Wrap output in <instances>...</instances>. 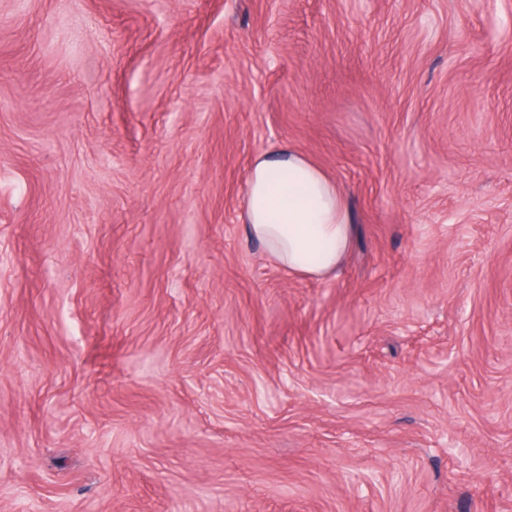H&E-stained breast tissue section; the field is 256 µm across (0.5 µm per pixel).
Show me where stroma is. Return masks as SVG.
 <instances>
[{
  "mask_svg": "<svg viewBox=\"0 0 512 512\" xmlns=\"http://www.w3.org/2000/svg\"><path fill=\"white\" fill-rule=\"evenodd\" d=\"M292 146L334 275L239 220ZM512 512V0H0V512ZM240 220L289 273L317 278L336 271L352 234L338 182L290 147L254 159Z\"/></svg>",
  "mask_w": 512,
  "mask_h": 512,
  "instance_id": "obj_1",
  "label": "stroma"
}]
</instances>
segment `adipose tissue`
Returning <instances> with one entry per match:
<instances>
[{
    "mask_svg": "<svg viewBox=\"0 0 512 512\" xmlns=\"http://www.w3.org/2000/svg\"><path fill=\"white\" fill-rule=\"evenodd\" d=\"M240 220L289 273L317 278L335 272L352 234L338 182L290 148L254 159Z\"/></svg>",
    "mask_w": 512,
    "mask_h": 512,
    "instance_id": "ef3b65f1",
    "label": "adipose tissue"
}]
</instances>
